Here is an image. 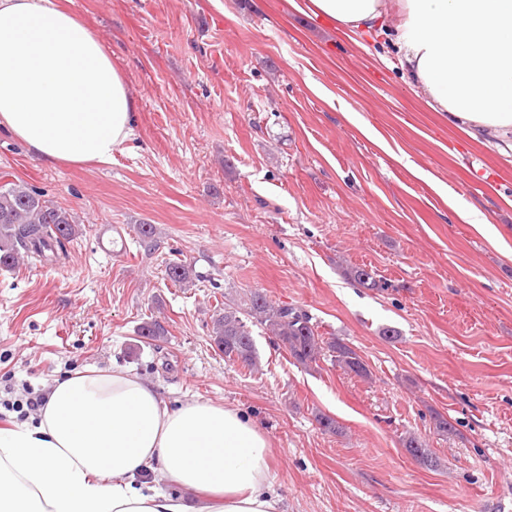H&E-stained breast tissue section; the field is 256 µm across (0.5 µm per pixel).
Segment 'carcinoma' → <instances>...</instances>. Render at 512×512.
I'll use <instances>...</instances> for the list:
<instances>
[{
    "instance_id": "cac0c4a2",
    "label": "carcinoma",
    "mask_w": 512,
    "mask_h": 512,
    "mask_svg": "<svg viewBox=\"0 0 512 512\" xmlns=\"http://www.w3.org/2000/svg\"><path fill=\"white\" fill-rule=\"evenodd\" d=\"M140 244L150 251L156 246V228L140 224L136 228ZM78 235L73 213L56 206L25 183L0 186V268L12 269L24 255L39 262L58 264L66 259L69 244ZM168 278L175 284L189 280L188 267L178 261L168 263ZM259 325L288 350L304 367L329 356L340 367L359 377L369 376L366 364L350 346L332 337L324 338L308 313L288 305L274 304L261 289H251L238 301L224 304L213 315L212 337L224 359L232 364L255 369L259 356L250 326ZM138 335L157 339L167 335L156 319L142 322ZM406 452L420 465L433 470L440 460L420 437L403 439Z\"/></svg>"
}]
</instances>
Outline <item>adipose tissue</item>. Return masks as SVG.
I'll return each instance as SVG.
<instances>
[{
    "label": "adipose tissue",
    "instance_id": "adipose-tissue-1",
    "mask_svg": "<svg viewBox=\"0 0 512 512\" xmlns=\"http://www.w3.org/2000/svg\"><path fill=\"white\" fill-rule=\"evenodd\" d=\"M358 36L396 18L402 69L471 138L512 133V0H288ZM135 102L59 0H0V129L30 153L107 163ZM270 442L238 410L169 405L137 374L76 372L36 423L0 427V512H279Z\"/></svg>",
    "mask_w": 512,
    "mask_h": 512
}]
</instances>
